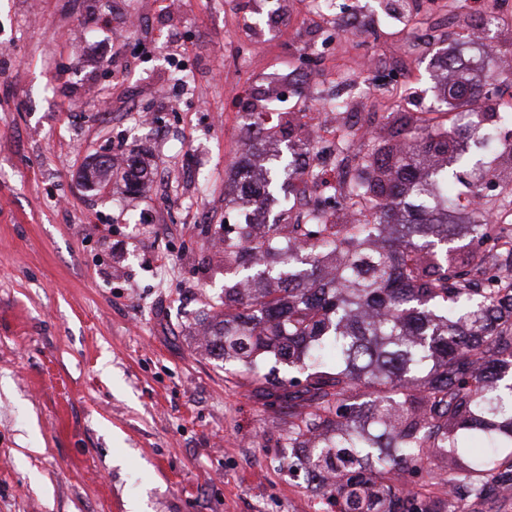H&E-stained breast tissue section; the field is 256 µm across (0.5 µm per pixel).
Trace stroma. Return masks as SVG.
I'll use <instances>...</instances> for the list:
<instances>
[{
    "instance_id": "stroma-1",
    "label": "stroma",
    "mask_w": 512,
    "mask_h": 512,
    "mask_svg": "<svg viewBox=\"0 0 512 512\" xmlns=\"http://www.w3.org/2000/svg\"><path fill=\"white\" fill-rule=\"evenodd\" d=\"M434 2L408 26L387 0H343L363 36L339 24L315 46L300 0H0V512H323L279 445L287 403L191 333L224 288L205 240L239 221L249 113L314 114L396 57L402 81L363 104L366 124L453 111L441 70L470 19L423 40ZM511 102L502 79L481 108L500 144ZM117 152L144 161L140 190L87 186Z\"/></svg>"
}]
</instances>
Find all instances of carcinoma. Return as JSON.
<instances>
[{
  "mask_svg": "<svg viewBox=\"0 0 512 512\" xmlns=\"http://www.w3.org/2000/svg\"><path fill=\"white\" fill-rule=\"evenodd\" d=\"M253 117L255 156L280 124ZM454 142L450 117L371 145L340 189L364 221L327 224L316 199L286 238L224 227V295L195 324L210 356L292 401L288 467L324 489L326 512H467L512 487V249H496L512 228L479 207L461 229L482 250L449 245ZM345 145L343 133L331 147L304 138L264 170L246 164L240 195L285 188L298 154L342 165ZM432 462L448 484L440 503L403 489Z\"/></svg>",
  "mask_w": 512,
  "mask_h": 512,
  "instance_id": "cac0c4a2",
  "label": "carcinoma"
}]
</instances>
